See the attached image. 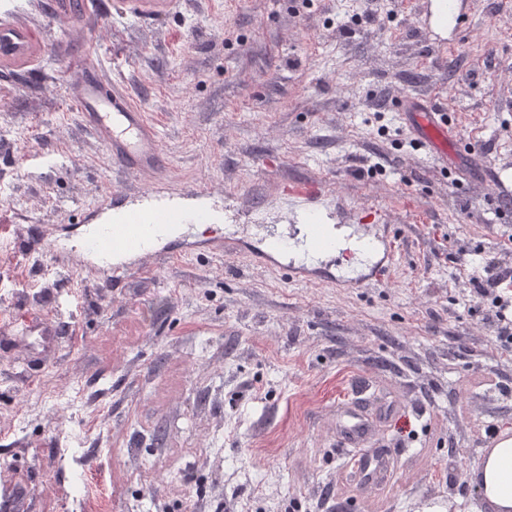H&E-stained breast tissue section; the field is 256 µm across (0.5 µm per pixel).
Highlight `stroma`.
<instances>
[{"mask_svg": "<svg viewBox=\"0 0 512 512\" xmlns=\"http://www.w3.org/2000/svg\"><path fill=\"white\" fill-rule=\"evenodd\" d=\"M52 0H16L45 42ZM429 0H172L142 15L96 0L105 81L154 120L163 177L112 166L64 94L66 58L0 67V487L20 512H492L471 480L512 435V349L463 266L512 268V0H468L442 47ZM447 112L467 155L442 160L389 103ZM204 183L238 223L283 221L286 181L324 183L318 220L375 206L395 235L382 281L338 288L215 252L199 232L121 287L56 270L104 193ZM59 326L44 360L21 316ZM384 406L373 445L390 489L341 475L336 410Z\"/></svg>", "mask_w": 512, "mask_h": 512, "instance_id": "1", "label": "stroma"}]
</instances>
